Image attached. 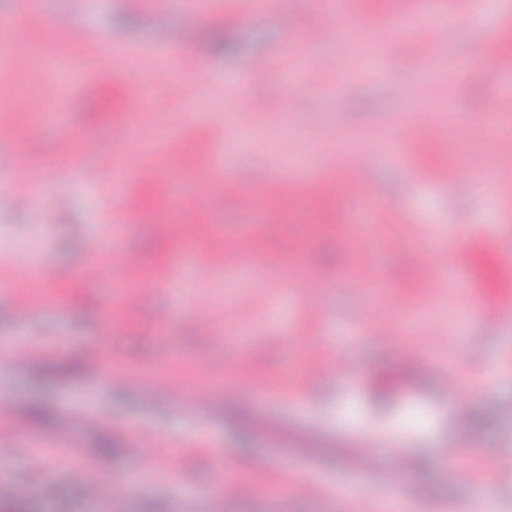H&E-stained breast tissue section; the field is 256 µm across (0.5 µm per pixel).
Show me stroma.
Returning <instances> with one entry per match:
<instances>
[{
	"label": "stroma",
	"instance_id": "obj_1",
	"mask_svg": "<svg viewBox=\"0 0 512 512\" xmlns=\"http://www.w3.org/2000/svg\"><path fill=\"white\" fill-rule=\"evenodd\" d=\"M452 3L464 21L399 33L383 18L415 0H351L378 47L371 58L336 35L331 0H207L201 11L185 0L161 11L148 0H0V19H42L0 85V162L24 177L0 187V400L13 421L0 434V512H358L365 499L397 512V476L422 491L406 512H477L489 500L512 512V314H487L502 297L494 247L512 235V155L499 150L512 141V70L480 64L512 43V0L474 22L473 0ZM70 28L87 40L63 55L57 37ZM313 29L332 35L305 44ZM111 50L105 73L99 57ZM405 113L419 136L402 134ZM365 151L377 162L343 192L339 167ZM152 165L156 179L127 186L135 214L108 209L113 173ZM294 171L281 213L265 222L274 173ZM176 179L193 193L171 210ZM35 190L37 207L17 206ZM219 190L227 204L215 209ZM171 222L190 225V237H169ZM251 235L262 257L226 269L225 252ZM444 250L464 263L436 265ZM114 254L142 272L130 308ZM12 258L38 286L24 320ZM94 261L105 276L84 278ZM200 303L214 315L207 330L192 315ZM91 344L126 371L123 385L67 370ZM412 349L421 366L407 363ZM346 365L354 382L341 377ZM444 372L465 382L457 400L441 391ZM174 376L182 393L168 387ZM381 388L385 414L372 404ZM36 406L51 420L33 419ZM87 411L104 425L80 429ZM141 429L170 448L169 462L142 468ZM366 432L401 456L362 447ZM463 433L469 476L452 483L440 450ZM174 466L187 486L170 480ZM88 468L101 483L93 499L81 492ZM219 468L250 495L212 496ZM119 474L135 490L115 488ZM45 485L55 499L40 495Z\"/></svg>",
	"mask_w": 512,
	"mask_h": 512
}]
</instances>
